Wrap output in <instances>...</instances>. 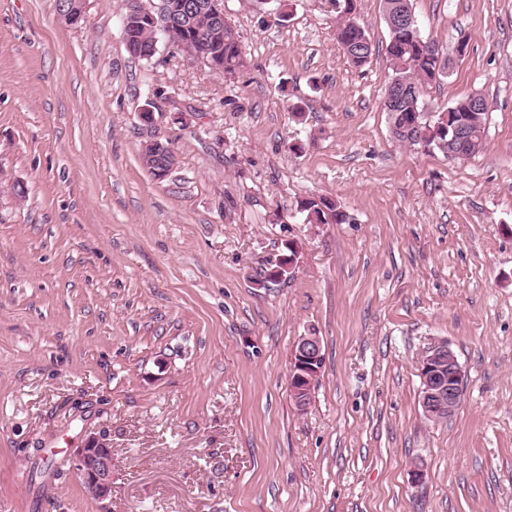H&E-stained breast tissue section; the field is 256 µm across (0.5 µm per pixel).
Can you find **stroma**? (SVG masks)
Listing matches in <instances>:
<instances>
[{"label": "stroma", "instance_id": "35a3bbf8", "mask_svg": "<svg viewBox=\"0 0 512 512\" xmlns=\"http://www.w3.org/2000/svg\"><path fill=\"white\" fill-rule=\"evenodd\" d=\"M222 2L231 79L163 38L131 57L122 0L75 25L0 0V512H512V0H412L452 61L429 110L488 103L484 149L455 161L390 133L380 0H357L360 70L333 0ZM151 101L165 181L141 160ZM311 195L345 223H308ZM291 241L289 277L259 285ZM439 343L465 379L432 422ZM88 428L112 445L105 504L66 462ZM336 41L352 67L361 69L370 63L374 48L364 28L357 22L339 21L336 26ZM364 41L370 43V48ZM321 342L318 336H303L295 345L293 357L297 367L291 369L289 389L294 403L301 411L311 402V392L323 367ZM423 383L421 405L431 420L447 419L460 403L465 373L444 343L433 346L420 363Z\"/></svg>", "mask_w": 512, "mask_h": 512}]
</instances>
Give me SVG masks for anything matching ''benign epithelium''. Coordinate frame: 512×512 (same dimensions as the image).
<instances>
[{
  "instance_id": "7a95c632",
  "label": "benign epithelium",
  "mask_w": 512,
  "mask_h": 512,
  "mask_svg": "<svg viewBox=\"0 0 512 512\" xmlns=\"http://www.w3.org/2000/svg\"><path fill=\"white\" fill-rule=\"evenodd\" d=\"M85 5L86 0H61L57 16L67 24H77L84 18ZM130 13L132 18L122 23L124 28L133 19L140 22L155 18V9L140 0L134 2ZM293 357L297 367L291 370L289 389L297 408L304 411L310 405L311 392L323 367L319 337H301L295 345ZM420 376L424 415L431 420L451 416L460 403L465 373L446 344L440 343L426 352L420 363ZM72 464L92 497L104 502L112 496V446L103 435L87 434L75 448Z\"/></svg>"
}]
</instances>
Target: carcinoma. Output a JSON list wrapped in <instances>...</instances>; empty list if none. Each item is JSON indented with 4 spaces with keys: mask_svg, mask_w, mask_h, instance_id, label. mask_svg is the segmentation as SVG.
<instances>
[{
    "mask_svg": "<svg viewBox=\"0 0 512 512\" xmlns=\"http://www.w3.org/2000/svg\"><path fill=\"white\" fill-rule=\"evenodd\" d=\"M389 41L386 53L391 63V80L403 84L412 78L415 81L417 95L398 94L393 97L388 111L390 131L396 141L409 147L437 150L443 154L455 147L453 126L460 124L470 139L467 141L465 153L472 155L484 146L488 104L481 101L473 106L471 97L458 100L453 106L436 112L427 110L422 100V87L436 80L438 49L430 46L421 32H411L399 26L388 29ZM163 35L178 51H185L189 46L203 56L218 72L232 77L244 67V51L234 28L229 25L215 26L209 12L199 13L191 18L160 29L149 22L137 26H129L126 39L143 54H149L157 35ZM336 41L341 46L348 63L361 69L370 63L374 48L365 45L369 38L356 22L344 20L336 26ZM159 156L145 151L143 162L151 174L161 168V162L175 157L168 141L161 142ZM300 209L306 212L310 224L336 223L344 220L336 203L326 197H309L300 203Z\"/></svg>",
    "mask_w": 512,
    "mask_h": 512,
    "instance_id": "1",
    "label": "carcinoma"
}]
</instances>
